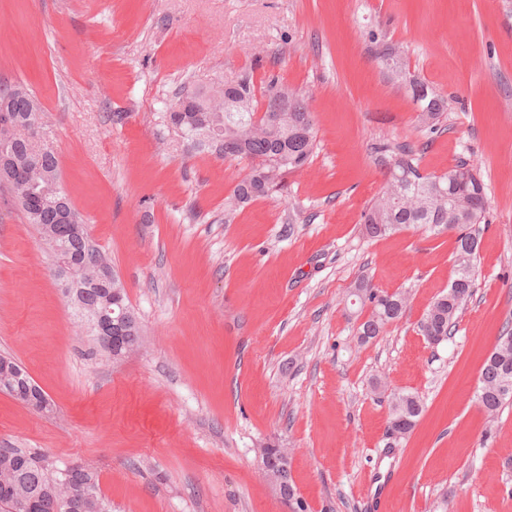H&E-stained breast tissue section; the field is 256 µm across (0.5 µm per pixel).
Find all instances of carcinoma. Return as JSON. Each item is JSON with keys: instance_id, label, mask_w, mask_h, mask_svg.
Returning <instances> with one entry per match:
<instances>
[{"instance_id": "obj_1", "label": "carcinoma", "mask_w": 512, "mask_h": 512, "mask_svg": "<svg viewBox=\"0 0 512 512\" xmlns=\"http://www.w3.org/2000/svg\"><path fill=\"white\" fill-rule=\"evenodd\" d=\"M374 55L390 82L405 87L416 103L419 128L435 132L445 111L444 101L419 79L411 77L405 52L398 44L385 42L370 32ZM43 109L23 84L0 86V123L35 121ZM163 126L179 138L188 155L207 153L222 159L248 162V172L224 203V223H229L240 206L268 196L283 186L286 176L307 165L317 148L313 115L303 92L269 77L261 95H256L253 74L245 71L232 81H216L201 90L183 84L162 115ZM0 185L13 195L27 223L38 226L41 238H52L58 259L79 258L82 266L62 278L63 294L81 322L102 310L112 323V358L120 359L139 350L143 343L138 317L129 305L126 289L109 259L93 244L76 211L65 219L60 199L67 198L59 180L55 154L20 134L0 138ZM375 163L383 170L385 184L364 213L368 236L379 238L411 226H421L433 236L456 234L453 271L448 291L438 296L418 323L427 340H448L457 313L472 296L476 261L481 240L476 225L483 223L487 194L478 168L459 161L440 175H424L419 157L408 146L380 141L372 147ZM24 169L30 183L20 187L9 180L10 171ZM353 296L370 314L357 327L359 339L368 342L380 336L406 313L408 298L389 293L366 277L356 284ZM15 393L20 402L32 397L34 385L24 369L17 374L0 373V384ZM475 397L490 416L497 415L512 399V332L499 336L483 364ZM389 398L387 431L404 440L415 427L423 406L410 391H392ZM291 449L265 446L257 449L268 479L270 470L284 474L288 488L296 491L291 477ZM60 465L39 452L0 448V512H31L46 491L59 480L68 479L87 495L86 512H112L102 495L100 476L88 467L64 476Z\"/></svg>"}]
</instances>
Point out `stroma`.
Returning a JSON list of instances; mask_svg holds the SVG:
<instances>
[{
    "label": "stroma",
    "instance_id": "stroma-1",
    "mask_svg": "<svg viewBox=\"0 0 512 512\" xmlns=\"http://www.w3.org/2000/svg\"><path fill=\"white\" fill-rule=\"evenodd\" d=\"M372 30L444 100L441 130L418 128ZM244 71L306 94L318 148L228 223L244 163L186 155L161 116L181 85ZM16 81L143 346L97 348L0 189V355L53 406L0 392V448L94 467L112 512H288L256 457L267 442L292 449L309 512H512V401L491 419L474 399L512 326V0H0V82ZM382 139L419 148L425 174L477 162L486 185L476 288L439 344L417 323L451 282L455 238L366 235ZM363 276L410 300L366 343ZM384 388L424 407L392 448Z\"/></svg>",
    "mask_w": 512,
    "mask_h": 512
}]
</instances>
